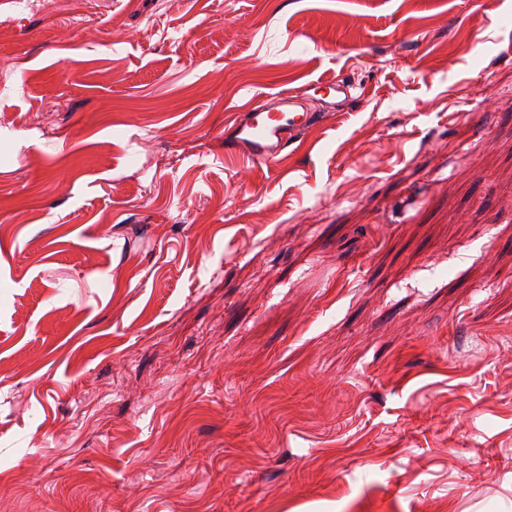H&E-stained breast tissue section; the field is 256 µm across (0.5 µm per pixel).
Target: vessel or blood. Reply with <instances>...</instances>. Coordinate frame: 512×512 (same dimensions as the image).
Masks as SVG:
<instances>
[{"label": "vessel or blood", "instance_id": "b4317fda", "mask_svg": "<svg viewBox=\"0 0 512 512\" xmlns=\"http://www.w3.org/2000/svg\"><path fill=\"white\" fill-rule=\"evenodd\" d=\"M311 100L285 91L259 100L249 111L237 114L224 128V152L270 165L288 144L337 112L352 110L359 101L353 85L345 80L314 81ZM319 110H312L311 101Z\"/></svg>", "mask_w": 512, "mask_h": 512}]
</instances>
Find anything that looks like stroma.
Segmentation results:
<instances>
[{
    "mask_svg": "<svg viewBox=\"0 0 512 512\" xmlns=\"http://www.w3.org/2000/svg\"><path fill=\"white\" fill-rule=\"evenodd\" d=\"M0 512H512V0L0 4ZM310 87L314 93L305 100L285 91L261 99L249 111L237 114L224 127V153L267 166L276 163L289 143L334 112L352 110L360 99L355 86L342 79L317 80ZM313 100L319 102V111L310 107Z\"/></svg>",
    "mask_w": 512,
    "mask_h": 512,
    "instance_id": "obj_1",
    "label": "stroma"
}]
</instances>
